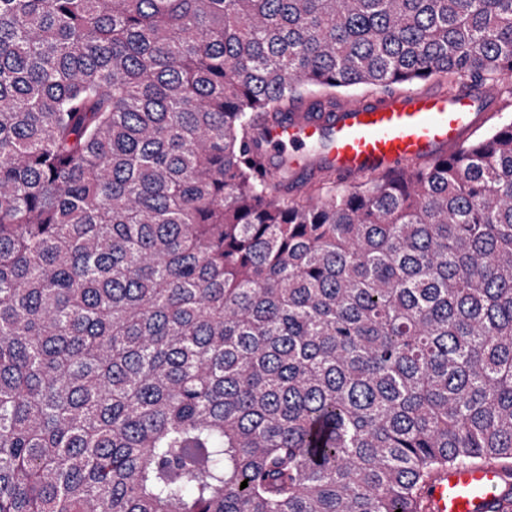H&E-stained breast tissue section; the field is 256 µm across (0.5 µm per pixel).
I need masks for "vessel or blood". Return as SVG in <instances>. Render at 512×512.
Instances as JSON below:
<instances>
[{
  "label": "vessel or blood",
  "mask_w": 512,
  "mask_h": 512,
  "mask_svg": "<svg viewBox=\"0 0 512 512\" xmlns=\"http://www.w3.org/2000/svg\"><path fill=\"white\" fill-rule=\"evenodd\" d=\"M491 92L478 84L459 94L411 90L376 95L323 112H292L259 131L276 159L273 197L288 182L331 172L349 184L399 170L412 161L456 152L478 127ZM426 512H512V471L492 463L458 465L430 482Z\"/></svg>",
  "instance_id": "vessel-or-blood-1"
}]
</instances>
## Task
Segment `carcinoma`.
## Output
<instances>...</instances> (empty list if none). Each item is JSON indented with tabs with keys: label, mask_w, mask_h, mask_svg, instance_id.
Here are the masks:
<instances>
[{
	"label": "carcinoma",
	"mask_w": 512,
	"mask_h": 512,
	"mask_svg": "<svg viewBox=\"0 0 512 512\" xmlns=\"http://www.w3.org/2000/svg\"><path fill=\"white\" fill-rule=\"evenodd\" d=\"M434 75L512 95V0H0V512H423L512 470V122L316 203L257 149ZM512 507V477L492 463L448 468L426 490L427 512H505Z\"/></svg>",
	"instance_id": "1"
}]
</instances>
